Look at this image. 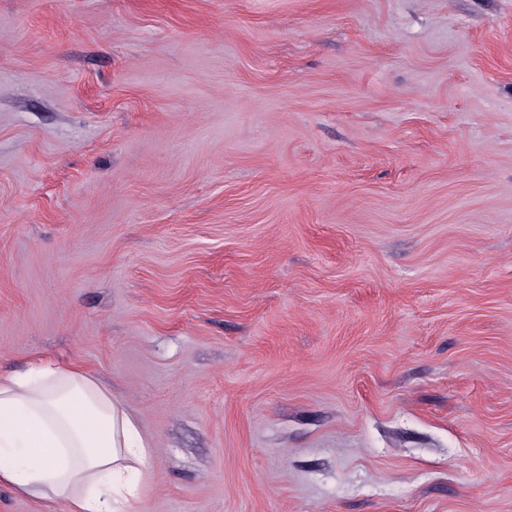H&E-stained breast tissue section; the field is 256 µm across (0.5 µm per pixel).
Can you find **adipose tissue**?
Listing matches in <instances>:
<instances>
[{
  "label": "adipose tissue",
  "mask_w": 512,
  "mask_h": 512,
  "mask_svg": "<svg viewBox=\"0 0 512 512\" xmlns=\"http://www.w3.org/2000/svg\"><path fill=\"white\" fill-rule=\"evenodd\" d=\"M151 444L97 379L31 362L0 373V483L69 512H129Z\"/></svg>",
  "instance_id": "adipose-tissue-1"
}]
</instances>
